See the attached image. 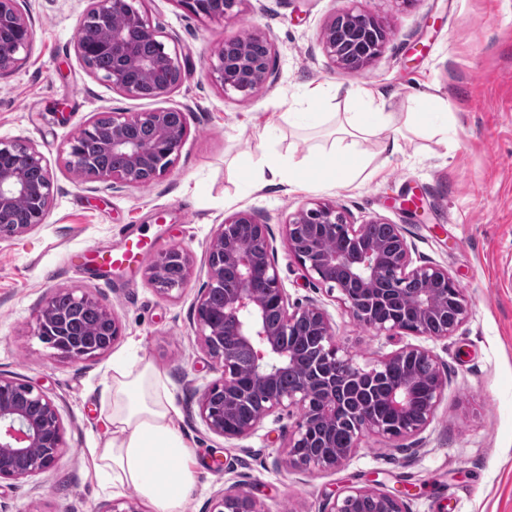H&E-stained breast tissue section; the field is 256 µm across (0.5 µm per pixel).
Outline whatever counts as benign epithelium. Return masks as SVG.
Masks as SVG:
<instances>
[{
  "label": "benign epithelium",
  "instance_id": "7a95c632",
  "mask_svg": "<svg viewBox=\"0 0 512 512\" xmlns=\"http://www.w3.org/2000/svg\"><path fill=\"white\" fill-rule=\"evenodd\" d=\"M145 0H92L90 12L100 38L86 43L75 40V52L86 68L100 52L112 56V70L105 80L123 95L135 99H159L171 94L185 77L178 49L170 50L144 9ZM195 16L208 20L238 17L245 0H177ZM341 27L342 41L324 37L325 56L337 67L361 72L378 57L387 40L383 21L364 10L349 9L335 15L326 30ZM254 41L265 45L261 57L243 54L238 41L228 40L209 69L212 83L224 95H252L273 76V42L253 32ZM152 43L151 54L140 46ZM32 46V23L18 0H0V73L18 68ZM188 110L168 107L143 112L107 113V125L93 119L67 143L66 164L78 175L105 184L107 189L142 187L165 175L174 166L188 131ZM94 135L101 149L123 155L120 169L98 166L78 151L79 140ZM54 193L53 178L45 157L36 147L0 140V241L25 235L43 223ZM26 197L31 208L21 213L17 200ZM367 225L353 224L345 212L329 202L314 201L291 215L285 225L288 252L318 283L338 292V300L357 322L378 333L409 331L432 339L446 338L466 319L468 307L461 288L437 265L413 262L402 228L390 225L392 242L365 238ZM208 279L194 308L197 336L221 378L208 385L199 402V415L207 429L227 440L252 434L271 414L299 410L295 430L288 438L286 464L297 471L331 470L341 465L367 434L400 437L424 430L432 421L445 386L438 358L429 349L410 345L395 350L371 365L360 366L354 355L336 343L327 312L318 305L289 310L272 259L269 232L245 211L224 219L214 234L206 259ZM192 258L183 247L173 246L156 254L146 270L154 290L171 297L191 276ZM234 272V285H224L225 271ZM425 281L440 293L421 291L395 308L391 289L372 296L362 292L374 284ZM221 293L215 306L212 295ZM61 295L68 306L57 303ZM94 310L104 330L91 343L72 332L73 314ZM308 327V345L315 363L310 372L296 376L295 385L281 389L277 380L297 366L291 341L297 328ZM34 335L57 355L73 361L98 358L112 349L121 336L116 316L90 291L59 289L47 296L36 315ZM251 351L248 369H241L236 350ZM416 361L430 369V384L419 394L410 374L397 382H385L394 367ZM342 373L336 374V368ZM360 393L361 404L352 416V430L344 447L327 444L318 455L306 451L316 424L336 421L344 414L336 399V386ZM262 394L261 411L252 418H238L241 406ZM32 448H44L39 455ZM65 430L58 406L45 393L14 377L0 373V480L18 481L55 468L67 454ZM373 498L378 512H403L399 496L375 487H352L335 498L327 512H355L358 501ZM209 512H268L250 493L230 488L211 501Z\"/></svg>",
  "mask_w": 512,
  "mask_h": 512
}]
</instances>
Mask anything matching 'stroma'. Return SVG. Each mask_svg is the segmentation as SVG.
<instances>
[{
  "label": "stroma",
  "instance_id": "1",
  "mask_svg": "<svg viewBox=\"0 0 512 512\" xmlns=\"http://www.w3.org/2000/svg\"><path fill=\"white\" fill-rule=\"evenodd\" d=\"M32 20L33 44L16 70L0 74V140L34 145L54 182L48 215L22 237L0 241V373L49 395L65 428L68 453L46 473L0 484L7 512H100L114 496L95 480L90 450L108 421L98 393L112 362L135 351L169 380L181 429L198 458L200 481L184 512H208L219 491L237 486L267 512H322L349 487L404 494L405 512H512V0H246L235 20L209 21L178 0H145L151 24L175 35L187 72L167 98L134 99L90 73L74 40L91 0H19ZM344 9L379 16L390 36L363 72L335 67L320 39ZM260 30L274 42V80L252 96H225L208 76L224 41ZM321 86L328 112H355L351 89L382 91L388 111L405 118L420 93L448 104L455 135L442 142L420 129L358 188L291 191L246 186L243 166L257 154L268 121L280 131L270 147L306 155L322 133L289 126L308 86ZM188 108L189 127L173 168L145 187L109 190L69 170L67 141L101 112ZM335 202L351 222L379 217L400 225L415 263L443 267L465 294L469 315L445 339L409 332L387 336L356 322L327 287L294 261L288 218L308 203ZM250 211L268 226L274 263L291 308L328 313L337 343L367 365L407 345L431 350L446 386L429 426L387 438L363 437L340 467L299 472L283 463L297 413L268 416L251 435L227 440L198 412L204 388L221 376L192 323L206 255L225 217ZM144 234L153 252L188 249L193 267L175 297L155 292L143 272L102 274L80 261L88 249L120 248ZM93 292L122 333L108 353L70 361L33 334L35 313L62 288Z\"/></svg>",
  "mask_w": 512,
  "mask_h": 512
}]
</instances>
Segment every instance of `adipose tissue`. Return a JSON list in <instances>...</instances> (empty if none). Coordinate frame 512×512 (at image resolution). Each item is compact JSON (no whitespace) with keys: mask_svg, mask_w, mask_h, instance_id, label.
I'll use <instances>...</instances> for the list:
<instances>
[{"mask_svg":"<svg viewBox=\"0 0 512 512\" xmlns=\"http://www.w3.org/2000/svg\"><path fill=\"white\" fill-rule=\"evenodd\" d=\"M351 96L363 104L346 113L328 145L308 159L261 151L249 160L251 183L295 188L358 184L374 163L362 141L395 126L384 94L359 86ZM100 407L110 423L108 437L92 448L101 484L117 493L133 488L150 512H183L198 482L194 452L181 434L167 377L137 355L116 359L100 391Z\"/></svg>","mask_w":512,"mask_h":512,"instance_id":"1","label":"adipose tissue"}]
</instances>
